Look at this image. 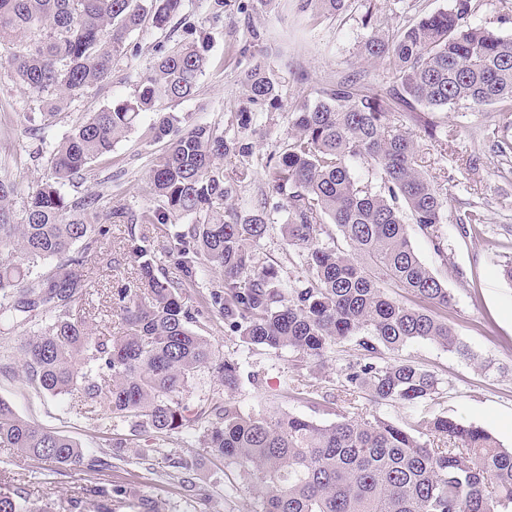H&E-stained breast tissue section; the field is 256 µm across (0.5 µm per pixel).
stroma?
<instances>
[{"label": "stroma", "mask_w": 512, "mask_h": 512, "mask_svg": "<svg viewBox=\"0 0 512 512\" xmlns=\"http://www.w3.org/2000/svg\"><path fill=\"white\" fill-rule=\"evenodd\" d=\"M198 2L185 0V8L192 11L196 25L207 34L211 65L195 96L175 104V112L192 114L226 135L236 133L231 115L248 106L242 86L247 61L239 50L254 30L260 32L262 45L281 80L282 108L258 114L253 125L255 156L234 200L236 207L248 209L260 198L266 182V156L286 138L291 111L298 101L314 89L349 76L380 88L389 86L388 63L371 64L361 57V46L370 33L363 23L365 12H372L386 25L399 27L422 14L446 9L450 0H355L349 11L335 17L299 11L298 0H272L262 11L244 10L245 0H224V21L218 26L210 25L204 13L197 11ZM473 6L472 24L512 37V0H473ZM168 37V31L151 26L133 34L131 40L139 48L133 67L114 72L110 82L71 101L52 121L54 137H61L102 107L132 98L158 45L167 42ZM40 112L36 98L8 68L0 67V178L15 185L12 205L18 213L48 173L46 160H33L37 143L25 132L28 116ZM441 117L456 129V139L445 148L429 147L423 157L430 175L448 190L443 219L447 255L439 257L419 234H412L411 241L421 259L453 294L448 321L470 355L465 358L425 341L409 344L401 355L422 363L443 379V390L432 407L434 413L445 412L477 424L503 447L512 448V285L501 275L503 262L512 258V156H498L493 149L494 134L512 139V112H500L493 106L480 110L458 107L442 112ZM162 151V143L154 138L151 119H143L110 154L93 164L79 180L78 188L102 192L112 205L142 211L154 204L148 193L147 172ZM475 209L485 218L481 233H462V219ZM272 218L274 227L258 248V257L263 264L280 265L282 277L300 276L301 267L286 258L287 246L281 233L286 213L274 212ZM133 229L153 238L158 274L171 279L181 276L157 225H110L104 254L91 265L104 269L109 253L121 262L120 267L101 278L96 299L99 330L115 336L122 332L121 320L110 308V295L135 276L136 263L123 254V245ZM197 331L211 339L221 354L239 359L241 384L235 401L242 411L273 401L295 415L330 423L336 419V410L348 406L340 401L329 409L285 395L279 382L290 373L287 357L246 348L238 337L225 334L221 322L201 319ZM350 353L349 346L339 345L322 366L301 370L303 383L314 385L324 395L338 394L339 371ZM18 369L15 363L0 366V400L9 403L20 417L69 436L91 454L106 450L110 439L130 437V422L107 408L77 413L72 397L36 392L21 380ZM256 374L263 380L259 391L252 385ZM348 407L356 413L377 414L407 426L418 419L410 409L395 403L377 405L362 394L356 395ZM176 457L191 463L195 491L167 479L169 461ZM1 471L15 475L16 487L29 496H51L58 512H68V498L87 482L86 475L70 467L50 473L40 463L18 457L9 448H0ZM100 478L131 484L137 494L157 501L161 512H255L257 508L254 490L235 471L214 461L200 448L195 432L188 429L171 439L140 435L137 445L124 449ZM200 490L210 496L204 509L196 497Z\"/></svg>", "instance_id": "1"}]
</instances>
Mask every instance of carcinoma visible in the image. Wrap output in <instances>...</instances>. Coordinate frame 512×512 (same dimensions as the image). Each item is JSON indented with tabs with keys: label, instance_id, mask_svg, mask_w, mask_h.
<instances>
[{
	"label": "carcinoma",
	"instance_id": "cac0c4a2",
	"mask_svg": "<svg viewBox=\"0 0 512 512\" xmlns=\"http://www.w3.org/2000/svg\"><path fill=\"white\" fill-rule=\"evenodd\" d=\"M352 4L299 0L303 11L330 15ZM205 7L210 24L223 22L224 0H205ZM183 8L184 0H0V66L36 96L46 117L110 80L118 65L133 63L138 49L127 41L145 23L164 30L176 18L180 31L174 43L158 46L132 100L92 113L52 144L50 175L27 197L22 216L12 208L14 184L0 179V248L9 246L0 252V323L24 326L38 318L17 344L23 379L39 393H75L86 409L102 404L137 430L172 437L193 429L214 460L257 487V512H512V449L445 413H425L412 428L377 414L340 413L321 424L274 404L242 412L232 400L239 361L192 328L183 297L214 267L223 278L208 292L206 313L222 320L225 332L290 355L295 369L350 342L355 353L340 370L342 392L377 404L430 405L441 390L437 374L411 359L374 362L415 341L467 353L448 323L453 295L409 233L414 226L445 255L448 195L424 169L416 134L396 125L394 113H409L425 139L446 143L455 129L436 112L494 104L512 112V37L471 24L472 0H452L446 10L370 35L363 56L389 62L392 86L339 81L317 89L315 103L296 104L286 140L266 157L268 191L242 212L224 204L248 167L227 176L216 160L244 164L254 155L252 115L282 107L279 77L254 32L255 50L244 49L251 108L232 115L236 135L169 111L195 94L209 61L207 37ZM418 106L432 114L416 112ZM147 114L155 117V139L166 141L148 170L155 207L137 214L108 205L99 191L67 192ZM352 160L366 161L372 178L357 177ZM271 198L286 205L281 232L289 261L304 267L288 282L256 257L270 230ZM189 215L193 223L168 234L182 278L158 276L150 238L130 236L125 251L138 262V276L112 294L122 334L94 328L89 264L108 232L105 223L176 224ZM204 368L218 388L191 409L184 398ZM282 391L317 403V392L293 379L282 380ZM428 434L439 444L424 441ZM0 448L49 470L108 466L2 400ZM127 496L124 485L95 483L70 499V512H81L88 500L96 512H113ZM55 507L48 497L0 491V512Z\"/></svg>",
	"mask_w": 512,
	"mask_h": 512
}]
</instances>
